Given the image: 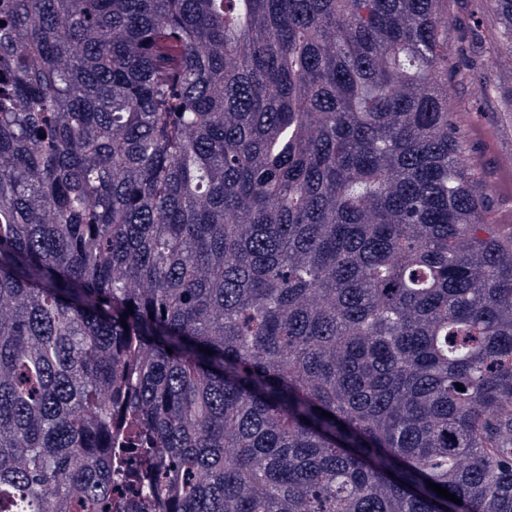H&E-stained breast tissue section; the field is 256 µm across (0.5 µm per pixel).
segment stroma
I'll return each mask as SVG.
<instances>
[{"label":"stroma","mask_w":512,"mask_h":512,"mask_svg":"<svg viewBox=\"0 0 512 512\" xmlns=\"http://www.w3.org/2000/svg\"><path fill=\"white\" fill-rule=\"evenodd\" d=\"M446 25V89L467 158L484 175L494 222L512 225V171L500 164L512 154V49L496 48L500 19L485 0H449Z\"/></svg>","instance_id":"obj_1"}]
</instances>
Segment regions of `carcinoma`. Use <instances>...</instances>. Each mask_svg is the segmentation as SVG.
Segmentation results:
<instances>
[{
  "label": "carcinoma",
  "instance_id": "1",
  "mask_svg": "<svg viewBox=\"0 0 512 512\" xmlns=\"http://www.w3.org/2000/svg\"><path fill=\"white\" fill-rule=\"evenodd\" d=\"M447 5L0 0V512H512Z\"/></svg>",
  "mask_w": 512,
  "mask_h": 512
}]
</instances>
